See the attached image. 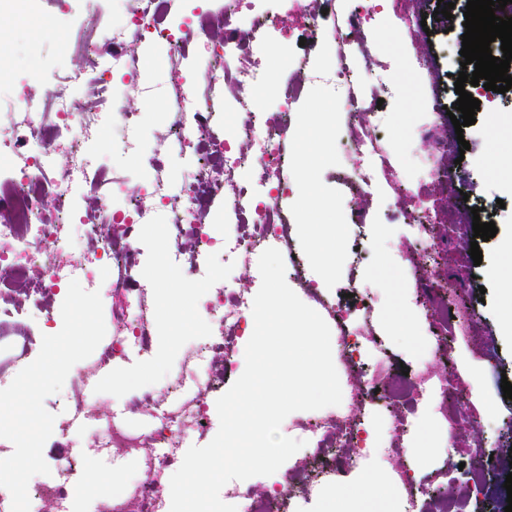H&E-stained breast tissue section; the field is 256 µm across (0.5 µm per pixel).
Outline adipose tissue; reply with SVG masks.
I'll return each mask as SVG.
<instances>
[{"label":"adipose tissue","instance_id":"ef3b65f1","mask_svg":"<svg viewBox=\"0 0 512 512\" xmlns=\"http://www.w3.org/2000/svg\"><path fill=\"white\" fill-rule=\"evenodd\" d=\"M391 495L390 475L382 470H369L356 486L328 493L325 512H387Z\"/></svg>","mask_w":512,"mask_h":512}]
</instances>
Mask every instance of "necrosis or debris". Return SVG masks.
<instances>
[{"label":"necrosis or debris","mask_w":512,"mask_h":512,"mask_svg":"<svg viewBox=\"0 0 512 512\" xmlns=\"http://www.w3.org/2000/svg\"><path fill=\"white\" fill-rule=\"evenodd\" d=\"M127 2V20L122 26L105 23L96 32L80 35L75 41L73 51L80 60L79 73L90 78L96 87L94 105L74 108L64 88L58 85L15 96L13 106L26 113L27 121L16 137L21 148L14 151L10 159L13 176L0 180V274L22 279L29 297V304L22 312L0 305V322L21 314L49 322L51 316L43 304L44 297L67 284L90 281L91 275L85 268L64 264L61 259L62 253L70 247L64 229L69 224H77L85 237L99 243V262L109 273L106 286L121 302L115 319L125 336L104 349L102 358L106 361L123 357L126 340L140 344L148 334L142 317L133 312L140 304V293L133 282L142 262L139 227L147 222L149 210L138 198L128 199L123 210H116L113 206L116 185L108 178L104 165L112 149L105 146L92 152L85 147L86 140L104 122L119 127L124 144L134 141L133 114L119 106L112 95L114 72H123L132 81L138 75L137 64L126 51L128 45L152 38L165 40L171 61L178 63L186 58L195 34L222 28L224 38L214 46L212 61L203 70L198 83L208 89L228 85L239 91L233 135L249 147L246 155L219 145L212 115L202 108L199 100L183 95L177 98V109L170 124V145L179 148L193 139L198 143L200 154L193 164L194 180L186 189L190 207L174 221L180 231L173 239L175 258L190 267H199L211 237L206 225L198 223L195 211L220 198L237 223L235 239L224 248L225 262H234L242 246L277 243L284 248L286 267L293 271L296 279L305 277L301 256L289 246L291 226L280 206V197L269 187L272 172L279 167V146L287 138L289 126L276 115L262 113L254 95L263 82V74L253 58V46L265 38L269 27L267 20L256 18L248 29H239L238 22L245 10L250 9L251 0H232L231 7L205 12L196 22L173 32L165 26L169 0ZM345 25L354 37L339 45L334 67L324 73L322 79L334 85L338 107L366 115L362 134L348 136L345 148L360 159L382 157L386 154V143L378 134L372 100L363 95L357 78V65L365 58L368 43L362 15H349ZM63 138L70 140L71 151L66 168L60 172L56 169V151L58 141ZM247 160L259 175L258 188L230 187L215 178L216 166H223L229 174ZM77 184L95 197L94 210L76 213L72 190ZM51 198L57 202V213L50 221L45 218L44 209ZM186 235L195 239L194 251L183 250L182 238ZM252 306L253 298L247 292L219 291L205 307L203 315L213 325L216 340L211 346L210 369L192 377L195 409L179 414L152 392H144L139 397V405L152 411V421L139 441L146 447L158 449V467L179 464V448L195 426L204 422V394L222 383L227 374ZM322 308L336 327L339 358L345 372L364 379L358 397L364 400L374 396L391 400L400 397L408 382L386 369L382 340L351 322L352 315L368 311L365 295L357 294L349 306L326 302ZM368 354L375 358L378 370L367 377L363 374L362 359ZM300 431L307 439L308 455L300 467L289 469L285 481L266 502H256L249 485L234 480L226 484L224 498L235 503L238 512H288L289 505L305 498L316 484L338 480L360 467V422L349 418L340 422L315 419L302 423ZM164 505L165 494L148 472L134 483L130 492L102 502L100 512H163Z\"/></svg>","instance_id":"obj_1"}]
</instances>
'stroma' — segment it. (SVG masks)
I'll return each mask as SVG.
<instances>
[{"instance_id": "obj_1", "label": "stroma", "mask_w": 512, "mask_h": 512, "mask_svg": "<svg viewBox=\"0 0 512 512\" xmlns=\"http://www.w3.org/2000/svg\"><path fill=\"white\" fill-rule=\"evenodd\" d=\"M467 2L454 0L448 20L434 19L437 0H387L368 16L365 31L371 54L359 64L360 78L370 82L372 73L384 69L396 74L398 82L377 110L387 155L379 160L375 181L366 193L349 190L342 181L356 159L340 140L357 130L359 123L337 107L333 86L310 81L305 95L290 105L280 93L299 63H306L311 72L332 69L336 23L359 10L360 0H317L315 8L324 17L315 44L307 40L303 7L294 6L292 0L253 3L255 14L271 23L269 40L254 50L266 77L261 106L271 113L287 112L291 123L280 146L286 160L281 178L289 185L281 204L308 281L322 298L336 303L351 285L366 289L372 305L370 326L390 349L392 369L404 365L415 372L426 364L435 374L453 376L469 414L468 421L452 425L442 417L436 396L423 398L414 390L402 401L347 404V412L362 422L366 435L377 438L378 446L367 455L363 469L381 466L394 478L389 512H402L405 476L415 477L422 506L433 491L466 493L468 470L475 463L473 447L478 443L498 462L499 470L495 481L471 498L467 512H504L507 505L503 482L512 472V399L504 397L501 383L512 382V332L501 317L499 276L507 261L505 247L512 242V90L501 101L481 107L475 124L464 127L470 148L463 161H442L434 142L448 117L439 112L426 118L419 78L407 66L413 49L435 54L441 102L454 107V76L461 70L465 32L462 7ZM33 9L57 18L55 38L40 40L27 26L11 24L10 13H1L0 59L11 67L18 85L34 90L57 83L77 68L79 60L72 51L77 35L91 32L98 19L119 25L126 18L124 0H34ZM418 13L425 15L426 27L408 31L407 20ZM222 37L221 30H213L210 37L198 40L188 59L176 65L152 63L142 44L130 45L128 53L140 61L136 86H129L121 74L113 76V95L134 112L139 136L136 148L127 149L113 140L111 126L98 133L99 142L113 144L110 171L120 181L123 197L143 193L153 174L149 161L154 157L163 161L170 184L169 200L155 204L156 219L144 225L141 235L145 255L135 286L149 320V345L144 350L127 346L120 362L102 360V351L120 335L112 319L117 301L82 283L71 284L53 297L57 319L51 329L40 330L21 317L0 325V374L8 378L0 386V445L5 448L0 454V480L16 485L14 496L0 504V512H27L30 488L55 483V463L60 458L74 460L71 474L79 481L71 490L68 512H98L103 497L128 492L153 451L106 448L96 436L97 423L112 420L119 410L129 429H145L149 415L132 412L130 405L146 390L168 398L173 410L190 407V397L171 398L167 390L172 378L207 367L206 359L197 355L213 334L212 325L200 315L203 305L218 290L237 288L254 294L261 286L258 255L240 258L231 266L224 263V243L233 239L234 229L224 215L223 200L212 202L203 217L219 228L204 271L190 272L175 261L168 237L169 215L187 205L183 187L191 173L187 158L168 148L170 111L177 90L193 89L212 44ZM144 88L151 93L147 108L140 97ZM305 149L310 158L304 171L300 153ZM439 162L449 173L441 182L428 174L429 167ZM309 187L323 196L322 212L306 211L303 193ZM460 199L479 208L481 222H494L497 228L495 237L479 244L481 264H474L469 254V239L441 234L433 239L432 257H423L409 214L427 213L432 227L441 230L448 225L449 201ZM356 209L367 213L368 224H352ZM309 222L341 226V246L331 275H324L318 263L315 241L305 228ZM160 269L176 273L178 285L163 286L155 277ZM432 279L452 284L460 295L459 300L440 302L455 318L447 354L437 349V329L420 305ZM398 316L412 322V342L393 335L390 323ZM116 379L123 380L122 388H113ZM91 400L97 403L94 423L77 413L82 402ZM402 413L412 428L397 439L389 425ZM427 436L434 450L423 457L419 446ZM391 444L401 448L400 456L388 453ZM22 470L27 473L23 479L18 476Z\"/></svg>"}]
</instances>
